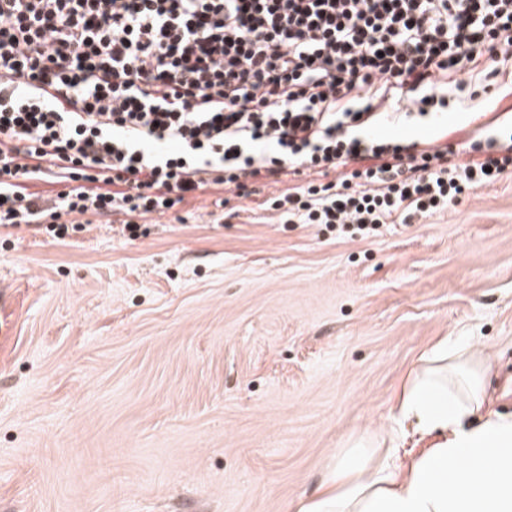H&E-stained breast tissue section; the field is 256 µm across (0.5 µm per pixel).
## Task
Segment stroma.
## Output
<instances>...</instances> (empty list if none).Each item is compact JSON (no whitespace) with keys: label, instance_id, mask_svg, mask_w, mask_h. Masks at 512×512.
Instances as JSON below:
<instances>
[{"label":"stroma","instance_id":"35a3bbf8","mask_svg":"<svg viewBox=\"0 0 512 512\" xmlns=\"http://www.w3.org/2000/svg\"><path fill=\"white\" fill-rule=\"evenodd\" d=\"M302 183L191 195L133 241L0 233V512H297L364 434L427 448L398 397L443 340L512 412V174L367 237L281 223L265 200Z\"/></svg>","mask_w":512,"mask_h":512}]
</instances>
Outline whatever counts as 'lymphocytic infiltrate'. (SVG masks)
Listing matches in <instances>:
<instances>
[{
	"label": "lymphocytic infiltrate",
	"mask_w": 512,
	"mask_h": 512,
	"mask_svg": "<svg viewBox=\"0 0 512 512\" xmlns=\"http://www.w3.org/2000/svg\"><path fill=\"white\" fill-rule=\"evenodd\" d=\"M511 64L512 0H0V227L62 242L89 213L134 238L189 195L288 174L306 181L269 198L284 223L407 224L500 179L512 146L474 138L461 162L367 130L385 106H477Z\"/></svg>",
	"instance_id": "f902f5d3"
}]
</instances>
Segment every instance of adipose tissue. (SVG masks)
<instances>
[{
  "label": "adipose tissue",
  "instance_id": "adipose-tissue-1",
  "mask_svg": "<svg viewBox=\"0 0 512 512\" xmlns=\"http://www.w3.org/2000/svg\"><path fill=\"white\" fill-rule=\"evenodd\" d=\"M489 371L481 351L435 347L401 403L432 446L398 474L367 456L385 442L372 434L299 512H512V414L487 412Z\"/></svg>",
  "mask_w": 512,
  "mask_h": 512
}]
</instances>
